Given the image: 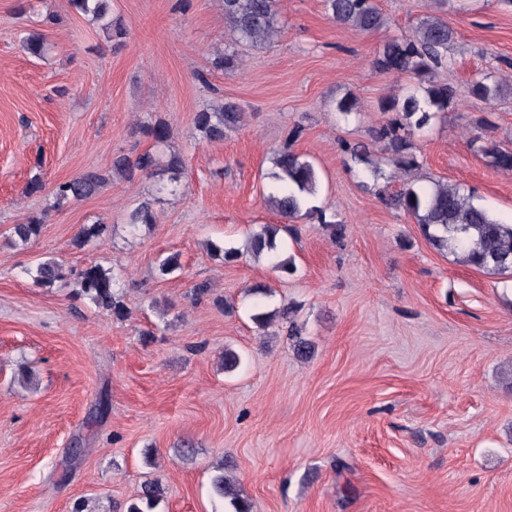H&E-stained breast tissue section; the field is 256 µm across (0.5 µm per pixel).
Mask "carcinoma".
<instances>
[{
    "label": "carcinoma",
    "mask_w": 512,
    "mask_h": 512,
    "mask_svg": "<svg viewBox=\"0 0 512 512\" xmlns=\"http://www.w3.org/2000/svg\"><path fill=\"white\" fill-rule=\"evenodd\" d=\"M76 8L96 18L106 14L107 0H72ZM332 18L343 26L372 32L383 24V17L375 0H325ZM224 23L233 45L259 47L274 42L281 34V0H222ZM456 32L437 15L422 18L414 32L401 39L385 43L375 58V65L384 71L407 74L418 80L401 97L381 103V111L394 112L398 118L381 125L375 139L387 150L401 156L408 166L414 164L415 134L430 126L432 120L448 110L454 98V87L449 83H435L433 76L440 70L451 69L448 46ZM471 94L488 102L501 97V84L493 75L475 81ZM243 113L234 101H224L196 113L194 123L203 139L209 142L224 140L226 132L237 128ZM475 152L488 159L496 170L512 171V150L493 139L471 141ZM157 159L146 152L132 158L118 154L112 158V172L131 176L138 172L153 174ZM273 192L268 197L271 209L284 220L303 216L308 199L317 193L318 177L313 164L300 155L281 151L274 158L270 173ZM105 181V175L96 169L85 170L78 176L60 182L53 191L57 203L71 199L81 200L94 195ZM387 204L412 215L420 225L426 239L435 248L460 256L463 264L487 273L512 272V224H502L485 208L474 204L471 195L456 184L437 182L429 188H416L411 184L385 198ZM156 216L145 203L131 212L128 224H154ZM43 218L31 217L23 224L13 226V236L26 244L40 236ZM107 225L96 222L84 228L77 243L84 245L103 237ZM280 232L277 224H264L250 233L247 251L254 257H265L272 269L286 274L294 272L291 260H284L278 251L276 239ZM39 286L49 287L65 279V269L55 261H44L26 270ZM80 295L98 307L109 311L118 319L124 317V305L119 299V280L113 271L91 265L79 274ZM297 308L284 304L273 313L257 312L253 320L264 325L277 318L286 323L288 340L297 357L308 359L314 355L315 344L303 335V327L295 319ZM210 491L214 501L227 508V512H252L251 502L243 497L233 479L224 474V463L214 466L210 477ZM165 488L157 480H150L141 488L135 501L112 506V512H155L165 498Z\"/></svg>",
    "instance_id": "1"
}]
</instances>
